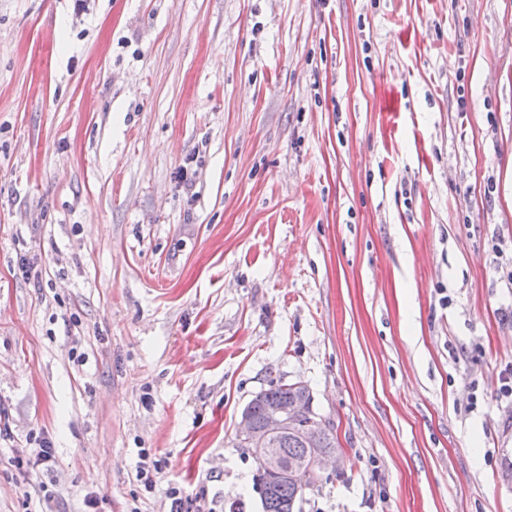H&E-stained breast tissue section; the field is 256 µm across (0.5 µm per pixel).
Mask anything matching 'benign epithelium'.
<instances>
[{"label": "benign epithelium", "mask_w": 512, "mask_h": 512, "mask_svg": "<svg viewBox=\"0 0 512 512\" xmlns=\"http://www.w3.org/2000/svg\"><path fill=\"white\" fill-rule=\"evenodd\" d=\"M312 402L310 389L306 386L303 393L288 403V406L268 407L261 429L253 426L248 412H242L237 444L242 448L252 449L260 456L262 470L275 472L280 466L276 441L282 435L295 431L301 436L305 446L312 449L308 470L316 478L321 476L327 466L337 467L342 462V456L334 451L321 449L322 440L331 427L314 411Z\"/></svg>", "instance_id": "1"}]
</instances>
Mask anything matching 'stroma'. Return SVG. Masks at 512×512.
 Instances as JSON below:
<instances>
[{
    "label": "stroma",
    "instance_id": "35a3bbf8",
    "mask_svg": "<svg viewBox=\"0 0 512 512\" xmlns=\"http://www.w3.org/2000/svg\"><path fill=\"white\" fill-rule=\"evenodd\" d=\"M511 272L512 0H0V512H261L273 378L302 512H512ZM298 383L271 380L269 387L256 393L248 403L250 415L246 410L241 414L237 444L242 448H251L261 457L260 465L252 453L256 464L255 484L260 493L263 512H301L306 492L313 486L305 479L304 473L281 480L270 479L265 473H261V467L263 472H275L279 469L276 441L288 431L297 432L305 446L312 448L308 470L315 478H319L329 465L336 470L343 460L339 455L342 449L336 434L330 433L325 437L324 448L336 450L339 454L336 451L320 450L322 440L331 427L314 411L309 387L303 382ZM297 384L303 386L304 391L288 403L297 394ZM286 405L288 406L283 407ZM251 419L257 428H261L264 423L263 428L255 429ZM279 448L288 462L303 458L307 452V448L292 434H288L281 441ZM39 448H35L27 454H22L14 457V462L19 468H26L30 471H39L41 469H48L53 462V453L50 442L46 439L39 440Z\"/></svg>",
    "mask_w": 512,
    "mask_h": 512
}]
</instances>
